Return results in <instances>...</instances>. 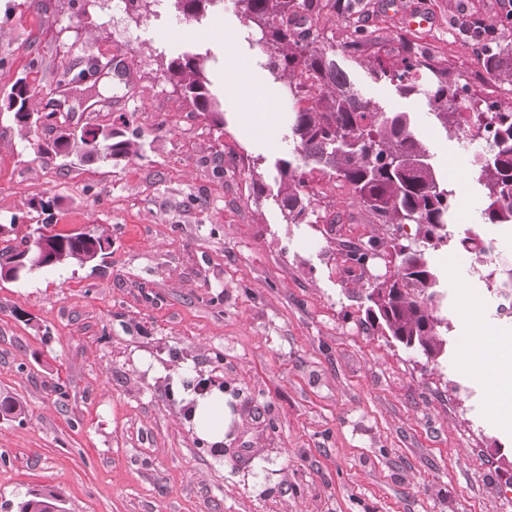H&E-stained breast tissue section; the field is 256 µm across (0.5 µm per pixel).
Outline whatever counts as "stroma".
I'll return each instance as SVG.
<instances>
[{"label":"stroma","mask_w":512,"mask_h":512,"mask_svg":"<svg viewBox=\"0 0 512 512\" xmlns=\"http://www.w3.org/2000/svg\"><path fill=\"white\" fill-rule=\"evenodd\" d=\"M112 2L0 0V100L23 79L35 111L80 129L125 113L144 144L129 161L72 163L42 149L56 127L23 132L0 108V224L19 219L0 249L46 222L112 237L97 267L0 280V394L25 408L0 416V512L47 484L65 512H512V420L490 411L484 377L460 368L461 311L487 290L458 246L498 240L494 263L510 265L512 227L482 223L474 168L435 130L425 97H402L369 66L405 36L475 98L512 103V87L477 56L472 26L511 43L512 0L360 4L374 40L349 70L367 98L409 115L465 216L429 254L448 320V352L435 360L364 324L368 285L347 275L339 238L386 229L346 182L306 173L314 211L300 224L254 187L252 173L272 183L292 150L291 105L232 5L194 22L173 0L140 13ZM408 10L427 13L428 26L406 28ZM175 28L182 38H169ZM187 52L208 56L223 127L169 120L191 108L167 71ZM92 62L95 75L65 83ZM216 155L220 176L207 165ZM39 199L46 210L32 208ZM183 363L223 387L237 418L221 450L201 445L172 389Z\"/></svg>","instance_id":"stroma-1"}]
</instances>
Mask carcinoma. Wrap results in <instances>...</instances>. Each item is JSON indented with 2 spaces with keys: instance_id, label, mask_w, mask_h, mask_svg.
I'll return each mask as SVG.
<instances>
[{
  "instance_id": "1",
  "label": "carcinoma",
  "mask_w": 512,
  "mask_h": 512,
  "mask_svg": "<svg viewBox=\"0 0 512 512\" xmlns=\"http://www.w3.org/2000/svg\"><path fill=\"white\" fill-rule=\"evenodd\" d=\"M186 19L198 20L215 0H174ZM356 0H234L236 13L245 28L247 41L267 57L269 72L284 86L285 96L298 107L293 112L290 134L292 157L276 163L277 189L271 199L286 223L306 218L312 196L306 192L303 166L329 170L347 182L359 202L377 216L379 223L397 235L372 237L366 245L349 252L361 264L365 252L389 249L397 258V280H384L369 291L368 319L382 326L388 336L407 349L436 358L448 341L446 319L433 314L438 275L430 265L427 250L448 242V214L451 191L437 175L423 142L411 129L405 112H384L364 97L348 72L336 61V50L325 44L315 20L325 11L351 19ZM370 40L363 31L343 46L346 60L359 58ZM484 66L495 78L512 83V47L490 37L485 45ZM179 79L185 96L198 112L210 114L217 127L224 120L214 110L205 59L198 54L178 57L167 65ZM376 80L396 86L404 96L422 95L429 104L436 127L445 134L456 133L454 112L462 98L480 109L481 101L469 95L468 87L457 84L448 71L437 67L417 43L405 38L397 53L372 61ZM34 89L18 80L5 101L15 122L31 131V101ZM308 105H301L302 101ZM120 125L89 129L77 134H60L52 150L75 153L81 160L112 162L138 155L137 141ZM493 149L473 163L478 182L484 188L486 205L481 213L485 224H512V105L504 104L496 115L492 133ZM416 227V237L400 242L398 232ZM112 249V237L93 230L52 233L47 225L28 233L22 250L0 251V279L17 281L34 270L91 265ZM18 512H65L59 491L44 485L29 492L17 504Z\"/></svg>"
}]
</instances>
